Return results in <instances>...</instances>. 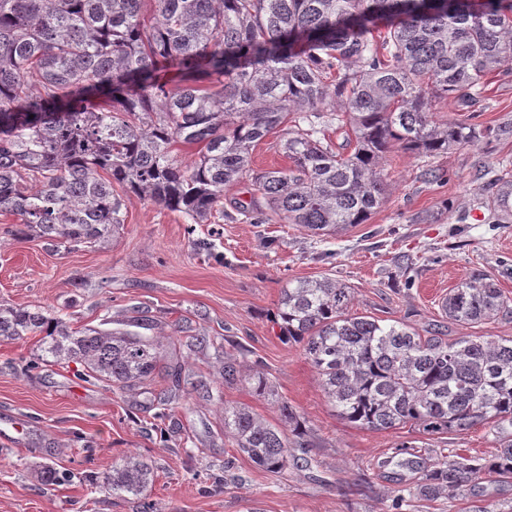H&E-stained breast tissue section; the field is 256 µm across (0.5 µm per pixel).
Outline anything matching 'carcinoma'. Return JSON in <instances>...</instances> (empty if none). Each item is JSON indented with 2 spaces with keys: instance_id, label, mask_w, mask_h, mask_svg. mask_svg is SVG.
<instances>
[{
  "instance_id": "1",
  "label": "carcinoma",
  "mask_w": 512,
  "mask_h": 512,
  "mask_svg": "<svg viewBox=\"0 0 512 512\" xmlns=\"http://www.w3.org/2000/svg\"><path fill=\"white\" fill-rule=\"evenodd\" d=\"M154 15L148 17L147 3ZM512 64V0H0V213L55 247L109 237L124 223L117 183L193 224L226 216L224 187L251 179L234 210L252 224L277 219L313 234L364 224L386 192L381 160L393 145L432 156L512 136V124L436 123L429 101L464 107L483 79ZM175 69L174 89L159 72ZM346 122L335 149L325 130ZM280 134L286 169L257 172L252 152ZM201 144L186 164L172 146ZM480 205L512 223V173L492 180ZM350 288L330 277L281 289L282 335L302 344L323 395L342 419L373 431L410 426L434 436L492 423L499 452L426 469L414 495L431 500L485 474L512 478V338L421 334L350 313ZM448 320L480 324L512 315V299L475 268L444 299ZM137 331L73 329L42 309L0 303V340L42 337L41 361L81 364L121 393L147 389L158 351ZM283 427L247 407L224 408L237 452L272 473L312 465L305 428L281 406ZM398 465L420 468L403 442ZM152 464L128 456L91 484L143 497Z\"/></svg>"
}]
</instances>
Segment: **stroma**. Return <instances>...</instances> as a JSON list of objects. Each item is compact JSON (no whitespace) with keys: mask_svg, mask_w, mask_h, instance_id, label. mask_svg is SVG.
<instances>
[{"mask_svg":"<svg viewBox=\"0 0 512 512\" xmlns=\"http://www.w3.org/2000/svg\"><path fill=\"white\" fill-rule=\"evenodd\" d=\"M435 122L497 127L512 123V73H492L473 107L435 98ZM512 160V137L424 156L393 146L383 162L386 194L366 223L325 236L295 224H252L240 214L193 224L178 211L125 194V222L107 242L57 248L37 234L13 236L16 219L0 215V301L50 309L72 327L153 323L161 355L152 387L173 386L170 372L205 384L180 396L174 422L159 430L137 395L78 377V364L41 365L37 337L0 341V512H139L134 498L90 488L126 456L154 467L148 495L156 512H512V479L488 475L435 500L400 497L419 472L397 464V445L417 440L409 427L372 431L343 421L326 401L301 347L280 333L276 305L289 281L329 276L352 288V310L424 331L444 322L441 304L476 268L512 298V224L494 223L476 200L488 171ZM440 180L427 177V170ZM445 323V322H444ZM240 379L225 383V356ZM263 374L274 394L247 382ZM304 421L313 465L271 473L236 454L224 434L225 406H246L281 422L282 405ZM25 424L19 441L4 437ZM490 425L453 432L422 449L425 461L495 454ZM234 458L238 486L220 484ZM61 482L47 485L40 464Z\"/></svg>","mask_w":512,"mask_h":512,"instance_id":"stroma-1","label":"stroma"}]
</instances>
